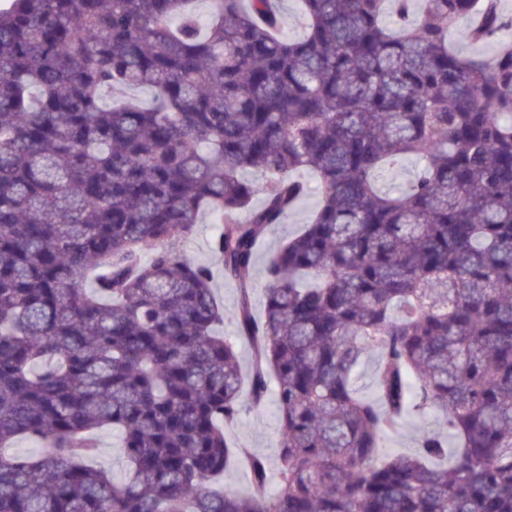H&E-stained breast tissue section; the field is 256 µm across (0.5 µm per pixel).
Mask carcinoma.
<instances>
[{
    "label": "carcinoma",
    "instance_id": "cac0c4a2",
    "mask_svg": "<svg viewBox=\"0 0 512 512\" xmlns=\"http://www.w3.org/2000/svg\"><path fill=\"white\" fill-rule=\"evenodd\" d=\"M199 2L0 10V512H512V16L301 0L285 39L275 0H210L204 27ZM466 18L492 57L450 44ZM311 193L258 317L256 250ZM203 214L212 265L180 248ZM245 390L275 395L272 495L225 435ZM428 413L413 452L385 446ZM102 428L121 481L89 463ZM233 458L248 494L217 484ZM213 286L217 300L224 305V334L231 336L234 334L231 317L238 301V289L233 282L224 280V276L218 270H215Z\"/></svg>",
    "mask_w": 512,
    "mask_h": 512
}]
</instances>
